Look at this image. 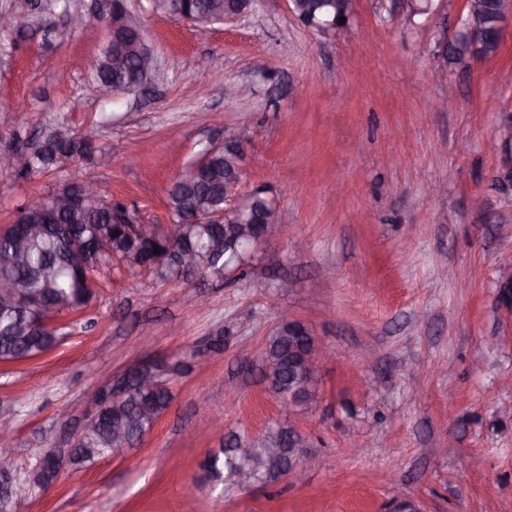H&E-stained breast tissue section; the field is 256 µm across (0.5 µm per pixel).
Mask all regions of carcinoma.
Returning a JSON list of instances; mask_svg holds the SVG:
<instances>
[{
  "label": "carcinoma",
  "mask_w": 512,
  "mask_h": 512,
  "mask_svg": "<svg viewBox=\"0 0 512 512\" xmlns=\"http://www.w3.org/2000/svg\"><path fill=\"white\" fill-rule=\"evenodd\" d=\"M233 7V0H180V8L186 14L203 12L212 22L224 19V11ZM112 44H107L95 56L98 74L95 79L102 86L121 90L126 82L140 83L143 76L136 56L129 57L123 70L118 72L111 64ZM61 125H51L18 139L17 147H31L40 156L35 170L24 169L17 175L26 177L37 171L50 173L72 163L97 164L103 151L93 141L78 134L67 143L57 141ZM240 177L224 154L218 153L196 174H179L182 182L168 190L167 207L173 220L170 235L132 237L120 224L112 223V210L124 209L121 203L102 196L84 210L60 215L50 224H40L42 217L33 213L29 219L42 225V231L26 243V260L17 264L13 260L14 241L8 232L0 234V282L22 281L40 296L43 306L39 320L50 319L59 305H66L73 312H84L95 297L97 276L103 267L112 264V256L120 258L128 270L154 267L155 258L166 257L164 265L156 270V276L168 280L174 276H188L183 269L181 255L194 252L200 261L197 272L224 280V265L230 264L245 275L244 259L238 257L232 245L224 242V228L216 224H187L179 216H189L205 206H224V174ZM105 239L110 253H89L78 248L74 237ZM161 252H154V246ZM59 340L58 330L43 323L34 325V317L17 309L0 307V361H22L54 348ZM265 351L276 364V370L264 375L274 393L282 398L292 397L299 405L306 404L311 390L304 382L303 363L314 351L309 331L288 333V326L269 336ZM172 393L168 388L148 392L135 390L120 403L104 408L99 424L85 440L87 448H117L120 443L113 435V427L124 431V443L131 447L150 432L160 416L169 408ZM244 439L235 437L224 441L218 451L210 454L206 463L209 478L220 481L234 479L240 464L237 447ZM254 459L259 465L258 477L265 482H275L284 475L288 465L285 455L265 454V442L253 445Z\"/></svg>",
  "instance_id": "1"
}]
</instances>
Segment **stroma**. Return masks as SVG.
Listing matches in <instances>:
<instances>
[{
	"mask_svg": "<svg viewBox=\"0 0 512 512\" xmlns=\"http://www.w3.org/2000/svg\"><path fill=\"white\" fill-rule=\"evenodd\" d=\"M26 2L0 0V154L66 124L111 150L102 191L166 229L173 180L246 128L240 188L266 189L293 235L225 282L104 271L87 311L57 318L56 348L0 362V424L22 472L83 431L87 389L134 361L176 369L173 401L140 444L64 465L18 512H388L399 495L422 512H512V311L497 288L512 261V179L487 148L512 118V26L497 55L462 70L435 45L463 0L415 17L406 0H353L348 22L324 32L291 0H258L203 39L127 0L158 77L89 98L86 61L110 36L94 0H69L79 31L58 9L18 31ZM228 83L247 94L225 97ZM85 170L0 167V228ZM284 311L332 351L302 432L323 465L299 482L209 481L202 463L225 435L288 425L260 371ZM221 330L223 350H208Z\"/></svg>",
	"mask_w": 512,
	"mask_h": 512,
	"instance_id": "obj_1",
	"label": "stroma"
}]
</instances>
